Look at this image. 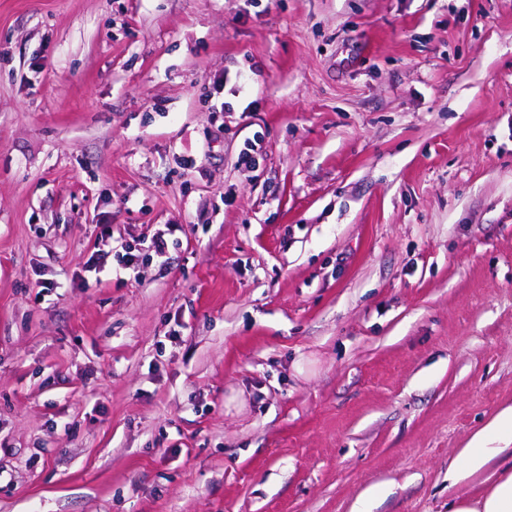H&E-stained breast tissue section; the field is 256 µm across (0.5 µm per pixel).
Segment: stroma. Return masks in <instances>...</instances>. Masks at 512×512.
<instances>
[{"label": "stroma", "mask_w": 512, "mask_h": 512, "mask_svg": "<svg viewBox=\"0 0 512 512\" xmlns=\"http://www.w3.org/2000/svg\"><path fill=\"white\" fill-rule=\"evenodd\" d=\"M508 406L512 0H0V512H448ZM492 443L504 444L491 446ZM512 445V407L496 416L477 432L464 448H459L455 460L448 467V485L457 486L487 470L491 461Z\"/></svg>", "instance_id": "35a3bbf8"}]
</instances>
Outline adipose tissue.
Instances as JSON below:
<instances>
[{"label":"adipose tissue","mask_w":512,"mask_h":512,"mask_svg":"<svg viewBox=\"0 0 512 512\" xmlns=\"http://www.w3.org/2000/svg\"><path fill=\"white\" fill-rule=\"evenodd\" d=\"M512 445V408L496 416L459 449L448 467V484L456 486L476 475H483L485 490L475 499L460 498L449 512H512V472H489L491 461L502 446Z\"/></svg>","instance_id":"1"}]
</instances>
